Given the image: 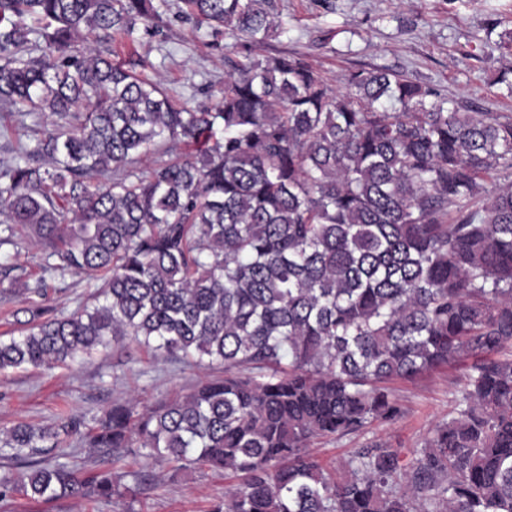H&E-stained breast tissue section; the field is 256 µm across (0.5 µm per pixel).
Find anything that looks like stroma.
Returning <instances> with one entry per match:
<instances>
[{"label": "stroma", "mask_w": 512, "mask_h": 512, "mask_svg": "<svg viewBox=\"0 0 512 512\" xmlns=\"http://www.w3.org/2000/svg\"><path fill=\"white\" fill-rule=\"evenodd\" d=\"M276 3L283 32L263 45V54L305 57L332 89H343L353 71L388 67L482 111L512 113V0ZM234 47L233 38L213 41L172 14L161 37L145 39L139 53L147 61V74L163 79L171 99L201 108L211 105L223 87L225 58ZM15 240L9 249L14 268L0 274V335L20 333L32 304L67 316L81 309L96 288L88 275L48 269L45 250L26 231ZM39 280L46 283L43 294L28 293ZM213 374V369L157 358L132 344L111 343L82 362L0 373V429L19 422L54 427L67 416L91 417L126 399L150 408L190 392ZM457 374L448 366L412 381L390 382L404 410L401 418L374 423L358 435L317 440L313 455L340 475L352 452L368 442H386L406 454L422 447L431 429L454 414L451 389ZM47 459L82 471L109 469L127 485L138 477L143 483L133 499L35 502L14 495L0 500V512H209L228 484L223 471L180 470L144 448L128 449L116 462L78 435L64 438Z\"/></svg>", "instance_id": "stroma-1"}]
</instances>
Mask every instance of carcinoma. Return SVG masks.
Wrapping results in <instances>:
<instances>
[{
    "label": "carcinoma",
    "mask_w": 512,
    "mask_h": 512,
    "mask_svg": "<svg viewBox=\"0 0 512 512\" xmlns=\"http://www.w3.org/2000/svg\"><path fill=\"white\" fill-rule=\"evenodd\" d=\"M180 3L239 40L203 109L112 48L160 34L167 0H0V104L49 120L0 162V247L20 227L100 280L69 316L31 306L0 373L126 338L224 367L143 411L1 429L24 469L0 498L136 494L39 458L85 428L115 461L145 448L224 471L213 512H512V113L388 68L334 91L304 57L261 53L273 0ZM448 363L456 415L410 460L374 441L337 477L308 452L397 420L387 383Z\"/></svg>",
    "instance_id": "1"
}]
</instances>
